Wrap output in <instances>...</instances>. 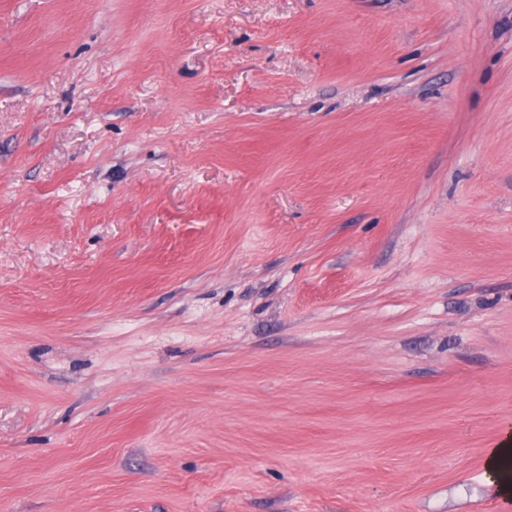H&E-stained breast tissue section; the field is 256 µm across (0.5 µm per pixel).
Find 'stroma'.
<instances>
[{"instance_id": "obj_1", "label": "stroma", "mask_w": 512, "mask_h": 512, "mask_svg": "<svg viewBox=\"0 0 512 512\" xmlns=\"http://www.w3.org/2000/svg\"><path fill=\"white\" fill-rule=\"evenodd\" d=\"M512 0H0V512H512ZM510 441L497 445L495 448H490L487 456V471L489 474L490 483L497 486L499 493L510 496L512 493V484L510 480H505L498 473V463L500 459L511 454Z\"/></svg>"}]
</instances>
